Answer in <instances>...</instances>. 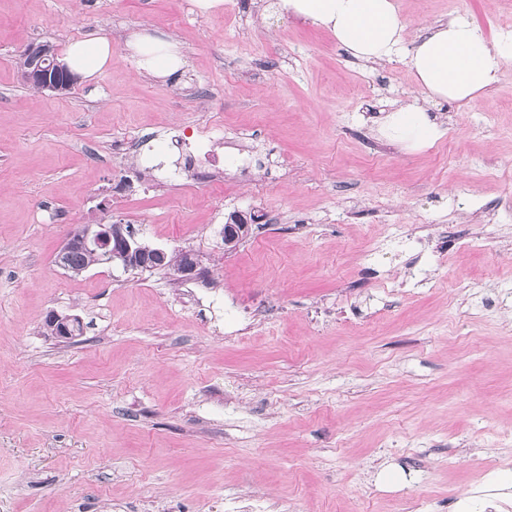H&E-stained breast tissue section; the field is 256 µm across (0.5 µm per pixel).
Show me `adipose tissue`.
<instances>
[{"mask_svg":"<svg viewBox=\"0 0 512 512\" xmlns=\"http://www.w3.org/2000/svg\"><path fill=\"white\" fill-rule=\"evenodd\" d=\"M275 15L290 14L327 29L351 56L366 62L392 58L405 38L397 0H271ZM141 68L163 75L183 62L175 42L138 33L128 42ZM417 86L435 102L476 101L497 78L501 64L512 61V31L487 39L469 21L456 18L432 27L407 53ZM112 60V42L90 37L70 43L67 66L84 80L100 75ZM386 137L409 149L442 136L426 107L407 104L385 115Z\"/></svg>","mask_w":512,"mask_h":512,"instance_id":"adipose-tissue-1","label":"adipose tissue"}]
</instances>
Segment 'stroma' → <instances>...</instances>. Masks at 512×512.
Listing matches in <instances>:
<instances>
[{
  "instance_id": "1",
  "label": "stroma",
  "mask_w": 512,
  "mask_h": 512,
  "mask_svg": "<svg viewBox=\"0 0 512 512\" xmlns=\"http://www.w3.org/2000/svg\"><path fill=\"white\" fill-rule=\"evenodd\" d=\"M398 10L410 44L453 18L512 31V0ZM133 31L172 37L186 66L145 74ZM91 36L112 41L95 81H23L29 45ZM422 96L405 55L355 59L267 0H0V512H224L242 495L256 512H443L493 471L512 494L493 468L512 457V62L478 101L432 105L434 144L382 135ZM182 136L211 145L199 165L220 182L145 166ZM234 212L253 223L229 250ZM80 224L132 225L212 281L71 275L56 256ZM53 312L82 335L46 334Z\"/></svg>"
}]
</instances>
